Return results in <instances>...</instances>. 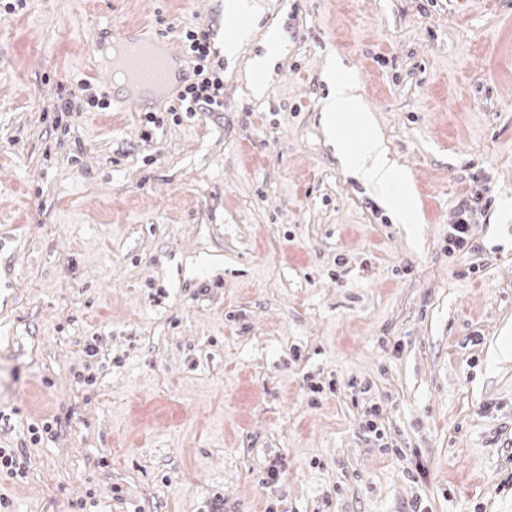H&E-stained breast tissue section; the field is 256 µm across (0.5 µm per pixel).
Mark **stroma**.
Masks as SVG:
<instances>
[{"label":"stroma","mask_w":512,"mask_h":512,"mask_svg":"<svg viewBox=\"0 0 512 512\" xmlns=\"http://www.w3.org/2000/svg\"><path fill=\"white\" fill-rule=\"evenodd\" d=\"M0 8V475L9 512H512V0ZM223 46L224 109L58 114L95 32ZM283 42L263 95L247 78ZM337 56L407 179L395 223L320 123ZM474 248L449 253L460 200ZM96 356H88L89 344ZM378 407V433L367 412ZM57 421L35 444L29 427ZM279 475L268 483L267 468ZM0 474L21 481L27 474V455L23 448H0Z\"/></svg>","instance_id":"1"}]
</instances>
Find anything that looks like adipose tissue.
<instances>
[{"label":"adipose tissue","mask_w":512,"mask_h":512,"mask_svg":"<svg viewBox=\"0 0 512 512\" xmlns=\"http://www.w3.org/2000/svg\"><path fill=\"white\" fill-rule=\"evenodd\" d=\"M342 63L329 59L324 76L331 91L324 101L322 123L329 134H336L345 113H355L365 135L356 146L337 142L336 153L354 174L366 182L391 206L396 219L406 223L411 219V205L407 193L397 191L395 164L382 138L371 132L372 117L358 85L341 76Z\"/></svg>","instance_id":"obj_1"}]
</instances>
